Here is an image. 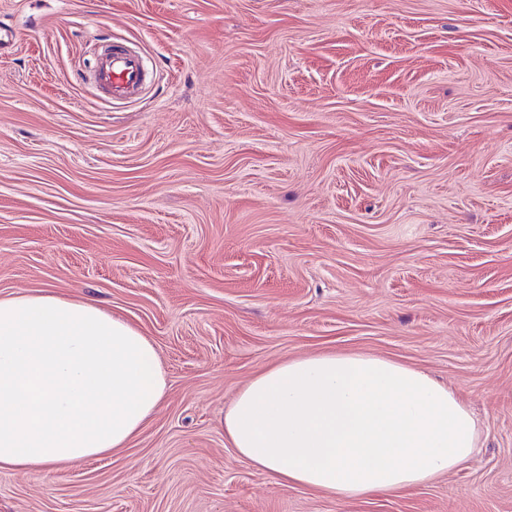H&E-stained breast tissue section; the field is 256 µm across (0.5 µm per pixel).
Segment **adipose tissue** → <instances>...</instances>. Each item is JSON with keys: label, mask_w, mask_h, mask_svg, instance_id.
<instances>
[{"label": "adipose tissue", "mask_w": 512, "mask_h": 512, "mask_svg": "<svg viewBox=\"0 0 512 512\" xmlns=\"http://www.w3.org/2000/svg\"><path fill=\"white\" fill-rule=\"evenodd\" d=\"M166 391L153 343L95 302L0 298V467L62 470L125 447ZM479 435L448 387L363 354L284 361L224 412L226 440L253 467L340 498L431 481Z\"/></svg>", "instance_id": "obj_1"}]
</instances>
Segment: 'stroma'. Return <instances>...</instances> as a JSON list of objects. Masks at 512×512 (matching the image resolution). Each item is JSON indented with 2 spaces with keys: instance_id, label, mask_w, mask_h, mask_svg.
<instances>
[{
  "instance_id": "1",
  "label": "stroma",
  "mask_w": 512,
  "mask_h": 512,
  "mask_svg": "<svg viewBox=\"0 0 512 512\" xmlns=\"http://www.w3.org/2000/svg\"><path fill=\"white\" fill-rule=\"evenodd\" d=\"M0 297L147 336L166 395L126 446L0 468V512H512V0H0ZM150 83L84 81L102 46ZM322 353L448 385L480 443L398 493L251 467L224 411ZM91 77L112 100H128L143 87L147 71L140 54L111 45L101 54Z\"/></svg>"
}]
</instances>
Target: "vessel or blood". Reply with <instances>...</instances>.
I'll use <instances>...</instances> for the list:
<instances>
[{
    "label": "vessel or blood",
    "instance_id": "vessel-or-blood-1",
    "mask_svg": "<svg viewBox=\"0 0 512 512\" xmlns=\"http://www.w3.org/2000/svg\"><path fill=\"white\" fill-rule=\"evenodd\" d=\"M146 77V66L140 54L113 45L103 51L92 74L93 81L114 100L133 98Z\"/></svg>",
    "mask_w": 512,
    "mask_h": 512
}]
</instances>
